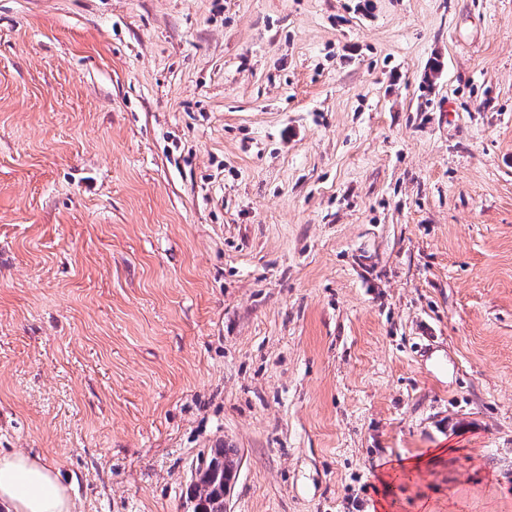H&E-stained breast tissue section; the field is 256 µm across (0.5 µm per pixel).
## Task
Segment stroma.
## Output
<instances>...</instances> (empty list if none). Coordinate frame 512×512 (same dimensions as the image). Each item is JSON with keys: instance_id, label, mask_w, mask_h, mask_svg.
Listing matches in <instances>:
<instances>
[{"instance_id": "1", "label": "stroma", "mask_w": 512, "mask_h": 512, "mask_svg": "<svg viewBox=\"0 0 512 512\" xmlns=\"http://www.w3.org/2000/svg\"><path fill=\"white\" fill-rule=\"evenodd\" d=\"M221 445L512 512V0H0V456L191 512Z\"/></svg>"}]
</instances>
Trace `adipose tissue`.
<instances>
[{
  "label": "adipose tissue",
  "mask_w": 512,
  "mask_h": 512,
  "mask_svg": "<svg viewBox=\"0 0 512 512\" xmlns=\"http://www.w3.org/2000/svg\"><path fill=\"white\" fill-rule=\"evenodd\" d=\"M0 503L9 512H70L58 474L39 459L20 454L0 457Z\"/></svg>",
  "instance_id": "adipose-tissue-1"
}]
</instances>
